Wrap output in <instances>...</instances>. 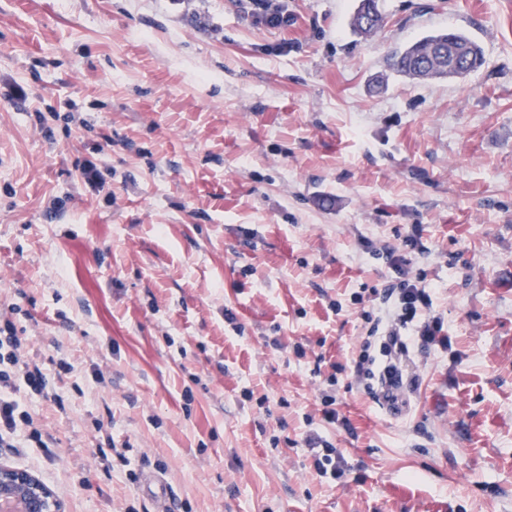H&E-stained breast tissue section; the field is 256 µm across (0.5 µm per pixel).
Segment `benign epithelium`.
I'll use <instances>...</instances> for the list:
<instances>
[{"label":"benign epithelium","mask_w":512,"mask_h":512,"mask_svg":"<svg viewBox=\"0 0 512 512\" xmlns=\"http://www.w3.org/2000/svg\"><path fill=\"white\" fill-rule=\"evenodd\" d=\"M0 512H64V507L30 472L0 465Z\"/></svg>","instance_id":"1"}]
</instances>
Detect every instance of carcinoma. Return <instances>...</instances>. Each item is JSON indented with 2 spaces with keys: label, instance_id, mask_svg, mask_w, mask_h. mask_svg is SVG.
<instances>
[{
  "label": "carcinoma",
  "instance_id": "cac0c4a2",
  "mask_svg": "<svg viewBox=\"0 0 512 512\" xmlns=\"http://www.w3.org/2000/svg\"><path fill=\"white\" fill-rule=\"evenodd\" d=\"M384 17L378 9L377 0H359L350 18L353 32L372 36L383 26ZM464 49L471 64H482L483 51L479 43L462 30H434L415 41L394 50L388 56V65L397 75L417 80L464 79L468 68H457L440 53L448 44Z\"/></svg>",
  "mask_w": 512,
  "mask_h": 512
}]
</instances>
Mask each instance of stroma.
<instances>
[{"instance_id":"1","label":"stroma","mask_w":512,"mask_h":512,"mask_svg":"<svg viewBox=\"0 0 512 512\" xmlns=\"http://www.w3.org/2000/svg\"><path fill=\"white\" fill-rule=\"evenodd\" d=\"M356 5L0 0V313L62 399L0 465L67 512H158L150 470L176 512H512V0H379L369 37ZM441 28L483 66L388 73ZM390 249L448 334L399 416L353 375ZM249 13L270 29L288 26V9L281 0H249ZM377 0H360L355 11L353 12L350 18V27L353 32L365 35L372 36L378 32V30L383 26L384 17L378 9ZM364 12L368 16V21L366 24H362V17ZM371 13H373L374 18H371ZM323 454L315 456V467L321 476L328 474V466L330 467V475L333 479L341 477L344 472L336 466V450L327 441H322ZM140 492L143 496L154 502L163 504L167 511L175 512L174 500L171 497V491L164 478L154 472H147L143 475Z\"/></svg>"}]
</instances>
